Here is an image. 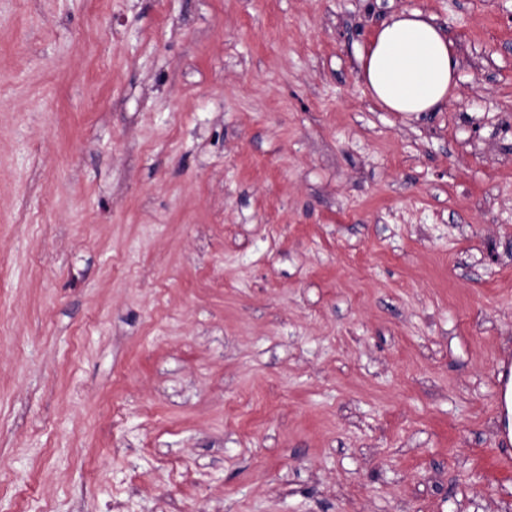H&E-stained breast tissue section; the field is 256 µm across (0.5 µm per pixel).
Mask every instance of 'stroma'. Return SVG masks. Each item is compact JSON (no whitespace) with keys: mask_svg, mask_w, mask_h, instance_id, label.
I'll return each instance as SVG.
<instances>
[{"mask_svg":"<svg viewBox=\"0 0 512 512\" xmlns=\"http://www.w3.org/2000/svg\"><path fill=\"white\" fill-rule=\"evenodd\" d=\"M511 383L512 0H0V512H512ZM358 59L370 95L389 112H430L448 101L456 86L454 44L434 17L420 10L383 22Z\"/></svg>","mask_w":512,"mask_h":512,"instance_id":"1","label":"stroma"}]
</instances>
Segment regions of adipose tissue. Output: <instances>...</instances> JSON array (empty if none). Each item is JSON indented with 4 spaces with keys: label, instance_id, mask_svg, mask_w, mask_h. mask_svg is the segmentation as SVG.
<instances>
[{
    "label": "adipose tissue",
    "instance_id": "ef3b65f1",
    "mask_svg": "<svg viewBox=\"0 0 512 512\" xmlns=\"http://www.w3.org/2000/svg\"><path fill=\"white\" fill-rule=\"evenodd\" d=\"M359 62L370 95L391 112H429L445 103L459 67L446 32L419 10L383 22Z\"/></svg>",
    "mask_w": 512,
    "mask_h": 512
}]
</instances>
